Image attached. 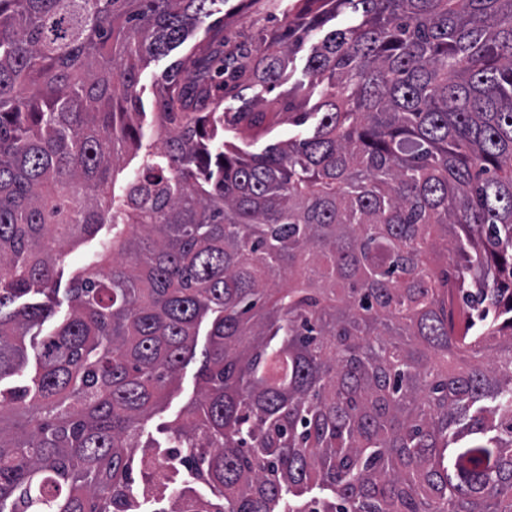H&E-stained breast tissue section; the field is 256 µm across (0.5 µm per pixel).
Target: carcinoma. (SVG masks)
I'll list each match as a JSON object with an SVG mask.
<instances>
[{
  "label": "carcinoma",
  "instance_id": "1",
  "mask_svg": "<svg viewBox=\"0 0 512 512\" xmlns=\"http://www.w3.org/2000/svg\"><path fill=\"white\" fill-rule=\"evenodd\" d=\"M272 2L252 55L224 0H0V512H135L180 457L162 512H512V0ZM313 32L303 130L224 141ZM240 1H225L221 12L205 24L224 26V38L248 52L254 49L262 34L283 32L286 20L281 11L267 6L268 0L251 1L248 8L242 7ZM179 54V50H175L168 57L151 60L150 63L142 70L140 86L145 89L143 100L146 104L153 99V85L157 77L168 67L171 61ZM106 234L107 227L105 226L95 239L85 241L78 249L69 251L62 257L58 267L60 275L56 287L59 288L57 301L60 302L61 306L56 307L57 313L53 318L47 320L39 329L35 328L33 330V332L37 331L39 333V336H36L34 340L32 338L35 345L41 342L44 335L49 334L54 328L57 318L65 313L67 309L66 290L69 288L72 278L78 270L85 266L89 256L97 251L100 237ZM204 324L201 328L200 336L197 339L196 355L180 372L179 380L174 387V392L170 396L166 406L162 411L154 415L146 426L144 439L147 437L161 441L162 434L157 428L160 424L168 423L180 416L185 406L195 396L199 385V370L202 365V352L207 346V336H205Z\"/></svg>",
  "mask_w": 512,
  "mask_h": 512
}]
</instances>
